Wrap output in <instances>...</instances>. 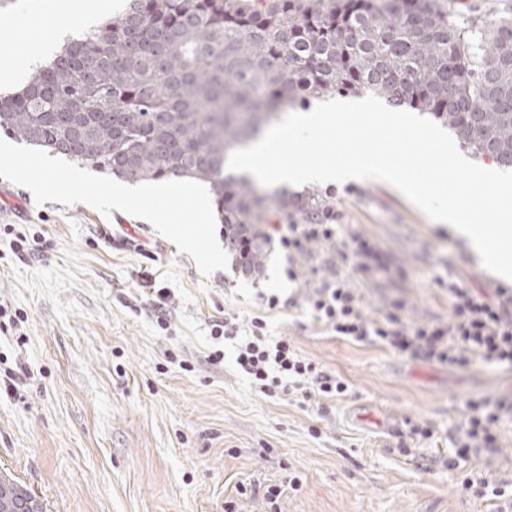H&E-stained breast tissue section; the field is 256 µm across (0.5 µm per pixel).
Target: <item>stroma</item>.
Instances as JSON below:
<instances>
[{
	"label": "stroma",
	"mask_w": 512,
	"mask_h": 512,
	"mask_svg": "<svg viewBox=\"0 0 512 512\" xmlns=\"http://www.w3.org/2000/svg\"><path fill=\"white\" fill-rule=\"evenodd\" d=\"M79 11V0H0V65L15 51L9 26L52 16L77 37ZM315 191L344 233L379 248L387 271L355 277L352 260L324 243L292 263L276 243L258 282L230 268L206 277L141 218L39 205L0 179V310L19 321L0 329V372L26 371L17 389L0 383V472L46 512H224L228 500L236 512H491L459 484L477 472L512 482V418L501 422L497 447L472 451L458 469L439 453L451 451L468 401L512 396V371L454 370L342 340L314 321L303 290L337 272L351 276L370 320L399 303L406 321L428 323L450 315L445 279L488 290L500 280L387 183ZM292 264L299 280L287 276ZM148 276L157 292L143 288ZM263 290L281 306L267 308ZM160 311L168 329L156 323ZM258 316L270 336L339 374L348 397L255 393L233 347L210 330L226 317L243 327ZM217 349L224 360L215 364ZM359 408L389 413L393 429L357 420ZM415 425L433 427L440 445L412 436ZM267 485L282 489L277 506L260 492Z\"/></svg>",
	"instance_id": "stroma-1"
}]
</instances>
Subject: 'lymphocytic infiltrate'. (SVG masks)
Here are the masks:
<instances>
[{
    "instance_id": "1",
    "label": "lymphocytic infiltrate",
    "mask_w": 512,
    "mask_h": 512,
    "mask_svg": "<svg viewBox=\"0 0 512 512\" xmlns=\"http://www.w3.org/2000/svg\"><path fill=\"white\" fill-rule=\"evenodd\" d=\"M313 242L331 244L343 255L352 254L359 277L367 278L387 268L375 246L358 236L345 239L335 224H292L287 235L279 239L292 257L304 253ZM448 300L451 314L447 322L419 324L405 321L396 312L382 322L369 320L361 297L346 276L321 278L307 296L314 319L343 340L379 343L401 358L461 370L476 364L512 369V289H497L491 298L452 280ZM211 333L214 338L233 342L238 370L250 387L265 397L279 399L297 393L305 399L320 396L338 400L346 395L348 385L339 375L317 367L288 339L268 336L263 318H253L245 331L227 319L214 323ZM508 414L512 415V400L469 402L463 423L451 437L449 468L469 461L473 449L496 447L498 426Z\"/></svg>"
}]
</instances>
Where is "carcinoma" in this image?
I'll use <instances>...</instances> for the list:
<instances>
[{"mask_svg": "<svg viewBox=\"0 0 512 512\" xmlns=\"http://www.w3.org/2000/svg\"><path fill=\"white\" fill-rule=\"evenodd\" d=\"M332 92L429 112L512 170V18L466 27L438 0H126L0 99V131L128 182L209 183L224 249L254 281L265 225L324 224L332 207L268 196L225 157ZM29 494L0 473V512Z\"/></svg>", "mask_w": 512, "mask_h": 512, "instance_id": "1", "label": "carcinoma"}]
</instances>
